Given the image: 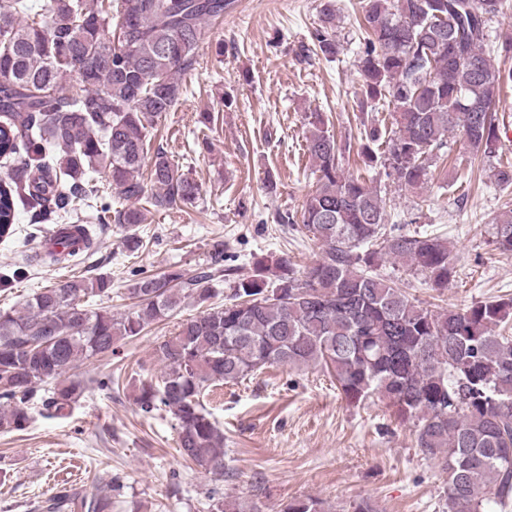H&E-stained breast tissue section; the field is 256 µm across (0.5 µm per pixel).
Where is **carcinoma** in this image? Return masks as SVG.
Returning <instances> with one entry per match:
<instances>
[{
    "label": "carcinoma",
    "mask_w": 512,
    "mask_h": 512,
    "mask_svg": "<svg viewBox=\"0 0 512 512\" xmlns=\"http://www.w3.org/2000/svg\"><path fill=\"white\" fill-rule=\"evenodd\" d=\"M230 0H0V158L13 161L0 181V240L16 234L17 205L32 212L29 240L40 248L25 264H77L94 244L81 213L100 198L98 175L110 178L125 205L99 203L94 219L126 231L130 252L143 246V204L192 208L200 187L157 148L150 130L183 94L212 21ZM503 0H361L357 68L362 102L392 106L389 119L363 132L364 170L345 171L346 147L323 113L307 117L306 148L315 190L300 216L321 244L303 270L285 256L254 255L252 273L238 279L222 305L210 283L224 272L223 244L214 243L209 270L192 278L171 270L141 277L137 303L123 313L91 308L112 295L101 273L41 288L22 310L0 309V428L24 431L37 406L48 418L70 412L86 386L71 374L81 360L114 352L184 299L203 307L159 344L164 369L142 380L135 401L148 414L176 421L181 454L224 476V432L206 412L210 389L234 385L273 366L320 369L350 404L373 396L415 427L416 445L444 474L448 512H488L512 505V299L431 309L392 281L372 274L389 260L446 288L457 275L448 242L432 235H387L386 199L372 186L373 164L412 190L430 182L432 161L444 157L448 135L462 149L495 158L498 185H512L503 159L496 105L512 85V41L489 43V26ZM117 22H112V19ZM336 9L321 5L315 32L320 53L334 57ZM118 28L115 38L111 27ZM151 158L150 176L142 168ZM71 219L52 242L43 224ZM496 249L512 253V212L496 224ZM47 394L40 395L41 390ZM210 512H262L254 501L208 492ZM41 512H112V480L86 498L60 488L35 505ZM280 512H328L316 498L294 500Z\"/></svg>",
    "instance_id": "1"
}]
</instances>
